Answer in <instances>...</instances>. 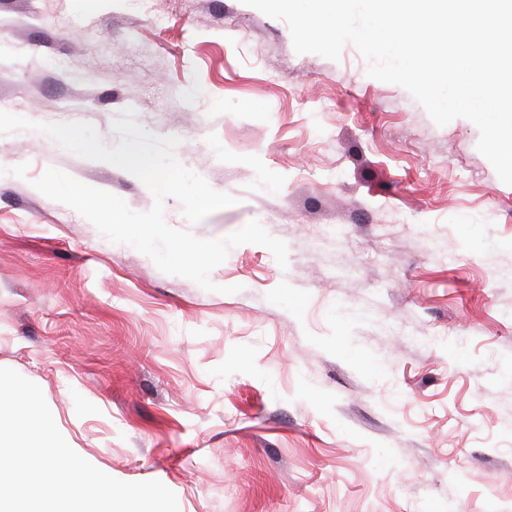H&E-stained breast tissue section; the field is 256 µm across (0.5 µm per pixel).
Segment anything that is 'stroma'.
<instances>
[{
	"mask_svg": "<svg viewBox=\"0 0 512 512\" xmlns=\"http://www.w3.org/2000/svg\"><path fill=\"white\" fill-rule=\"evenodd\" d=\"M133 109L259 220L209 292L33 188L48 167L133 210L130 173L0 135V367L69 445L180 512H512V186L479 131L437 126L353 45L296 53L242 0H0V109L93 124Z\"/></svg>",
	"mask_w": 512,
	"mask_h": 512,
	"instance_id": "1",
	"label": "stroma"
}]
</instances>
